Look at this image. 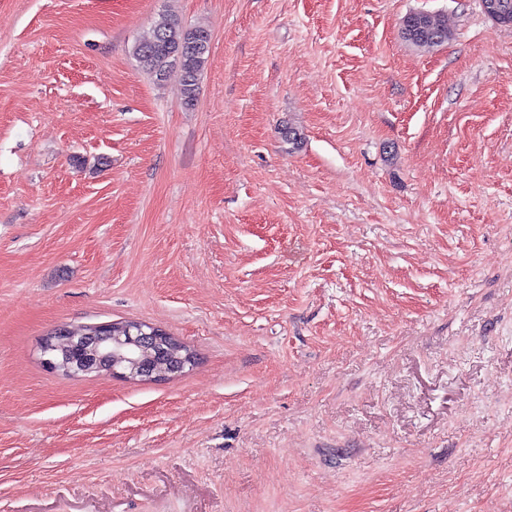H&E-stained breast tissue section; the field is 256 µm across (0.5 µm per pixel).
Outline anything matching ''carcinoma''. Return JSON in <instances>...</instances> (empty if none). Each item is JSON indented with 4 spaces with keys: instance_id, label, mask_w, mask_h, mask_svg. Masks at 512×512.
I'll return each mask as SVG.
<instances>
[{
    "instance_id": "carcinoma-1",
    "label": "carcinoma",
    "mask_w": 512,
    "mask_h": 512,
    "mask_svg": "<svg viewBox=\"0 0 512 512\" xmlns=\"http://www.w3.org/2000/svg\"><path fill=\"white\" fill-rule=\"evenodd\" d=\"M402 36L417 48H433L448 42L452 32L441 16L414 12L405 17ZM210 35L201 27H187L174 13L159 14L148 31L132 46L140 68L157 84L166 81L170 71L181 73L180 98L187 108L195 106L200 76L208 62Z\"/></svg>"
}]
</instances>
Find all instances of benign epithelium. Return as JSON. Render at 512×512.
Returning a JSON list of instances; mask_svg holds the SVG:
<instances>
[{
    "instance_id": "7a95c632",
    "label": "benign epithelium",
    "mask_w": 512,
    "mask_h": 512,
    "mask_svg": "<svg viewBox=\"0 0 512 512\" xmlns=\"http://www.w3.org/2000/svg\"><path fill=\"white\" fill-rule=\"evenodd\" d=\"M107 324H97L87 332V340L96 354L84 366H73L54 350L53 335L44 337L40 352L44 365L53 372L81 376L88 372H106L130 380L157 381L181 375L195 364L190 349L176 348L180 341L163 329L150 324L126 326L112 336ZM133 331L126 336L124 332Z\"/></svg>"
}]
</instances>
